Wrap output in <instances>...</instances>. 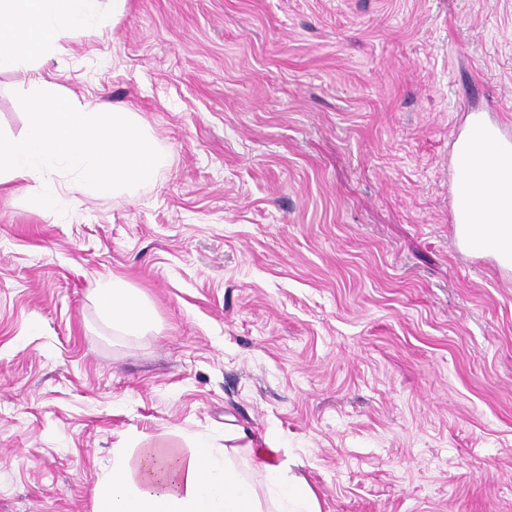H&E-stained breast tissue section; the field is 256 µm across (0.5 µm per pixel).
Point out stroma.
Instances as JSON below:
<instances>
[{"label": "stroma", "mask_w": 512, "mask_h": 512, "mask_svg": "<svg viewBox=\"0 0 512 512\" xmlns=\"http://www.w3.org/2000/svg\"><path fill=\"white\" fill-rule=\"evenodd\" d=\"M34 74L163 159L0 184V512H94L113 449L199 436L288 449L323 512H512V281L448 222L468 116L512 128V0H126L0 72L7 135ZM97 299L102 310L112 316V323L120 325L128 335H137L149 322L151 313L128 288L112 282V288H99Z\"/></svg>", "instance_id": "1"}]
</instances>
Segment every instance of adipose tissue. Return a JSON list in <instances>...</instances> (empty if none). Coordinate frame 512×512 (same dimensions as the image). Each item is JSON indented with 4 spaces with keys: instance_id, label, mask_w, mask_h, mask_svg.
Wrapping results in <instances>:
<instances>
[{
    "instance_id": "adipose-tissue-1",
    "label": "adipose tissue",
    "mask_w": 512,
    "mask_h": 512,
    "mask_svg": "<svg viewBox=\"0 0 512 512\" xmlns=\"http://www.w3.org/2000/svg\"><path fill=\"white\" fill-rule=\"evenodd\" d=\"M125 0H0V71L30 67L55 52L66 36L104 27L120 14ZM488 122L471 117L465 135L471 151L460 178L467 197L481 198L487 187L512 200V159L495 160ZM479 245L497 254L512 247V209H479ZM102 310L127 334L135 335L151 313L120 285L99 289ZM247 454L261 483L237 465ZM298 463L278 458L275 448L219 450L203 438L185 443H144L117 454L112 472L94 488L96 512H322L318 495Z\"/></svg>"
}]
</instances>
